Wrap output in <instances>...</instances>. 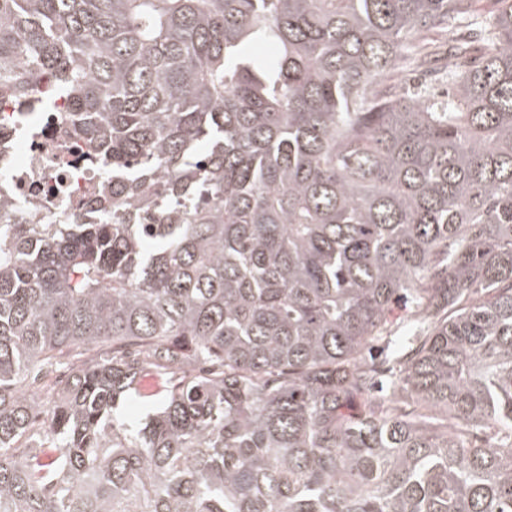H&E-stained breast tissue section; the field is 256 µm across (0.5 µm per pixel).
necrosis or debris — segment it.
I'll return each instance as SVG.
<instances>
[{
  "mask_svg": "<svg viewBox=\"0 0 512 512\" xmlns=\"http://www.w3.org/2000/svg\"><path fill=\"white\" fill-rule=\"evenodd\" d=\"M68 100L42 112L6 106L0 121V195L24 218L79 223L93 208L104 170L68 127Z\"/></svg>",
  "mask_w": 512,
  "mask_h": 512,
  "instance_id": "obj_1",
  "label": "necrosis or debris"
}]
</instances>
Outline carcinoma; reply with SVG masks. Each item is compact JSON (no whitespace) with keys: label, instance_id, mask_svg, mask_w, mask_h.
Returning <instances> with one entry per match:
<instances>
[{"label":"carcinoma","instance_id":"carcinoma-1","mask_svg":"<svg viewBox=\"0 0 512 512\" xmlns=\"http://www.w3.org/2000/svg\"><path fill=\"white\" fill-rule=\"evenodd\" d=\"M473 2L0 0V102L73 94L112 169L110 224L0 201V512H512V0ZM435 26L444 106L385 85Z\"/></svg>","mask_w":512,"mask_h":512}]
</instances>
